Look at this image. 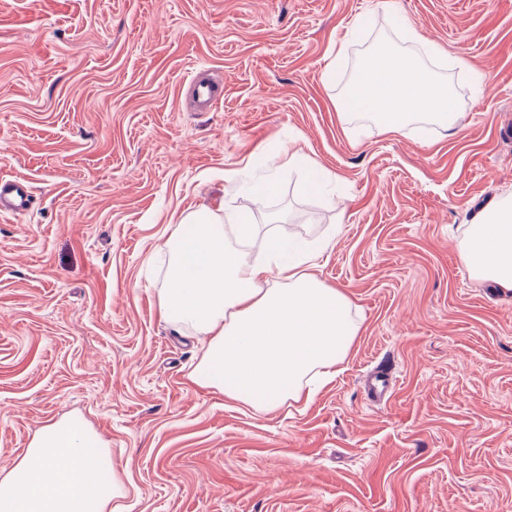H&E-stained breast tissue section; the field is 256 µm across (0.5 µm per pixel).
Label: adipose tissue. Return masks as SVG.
<instances>
[{"mask_svg": "<svg viewBox=\"0 0 512 512\" xmlns=\"http://www.w3.org/2000/svg\"><path fill=\"white\" fill-rule=\"evenodd\" d=\"M340 108L396 133L416 118L453 130L456 104L447 84L421 66L377 56L353 78ZM187 221L191 231L166 242L172 261L159 309L164 320L208 338L194 382L259 410L310 402L314 383L335 377L357 334L349 298L318 280L314 253L285 232L269 236L252 258L236 248L254 235L248 220L227 230L218 213L201 209ZM470 236L465 263L511 290L512 204L476 217ZM273 274L281 287H270ZM109 464L81 425L47 428L0 480V512H104L100 473Z\"/></svg>", "mask_w": 512, "mask_h": 512, "instance_id": "ef3b65f1", "label": "adipose tissue"}]
</instances>
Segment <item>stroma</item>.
Returning a JSON list of instances; mask_svg holds the SVG:
<instances>
[{
    "instance_id": "stroma-1",
    "label": "stroma",
    "mask_w": 512,
    "mask_h": 512,
    "mask_svg": "<svg viewBox=\"0 0 512 512\" xmlns=\"http://www.w3.org/2000/svg\"><path fill=\"white\" fill-rule=\"evenodd\" d=\"M383 46L457 91L456 135L338 111ZM202 67L224 76L209 112L187 104ZM509 123L512 0H0V177L33 191L0 216V478L77 423L123 512H512V291L463 261L474 216L512 202ZM203 207L261 208L258 246L283 221L350 299L308 406L192 381L204 337L158 294ZM368 398L373 401H384L392 392L391 371L387 366H378L368 375Z\"/></svg>"
}]
</instances>
